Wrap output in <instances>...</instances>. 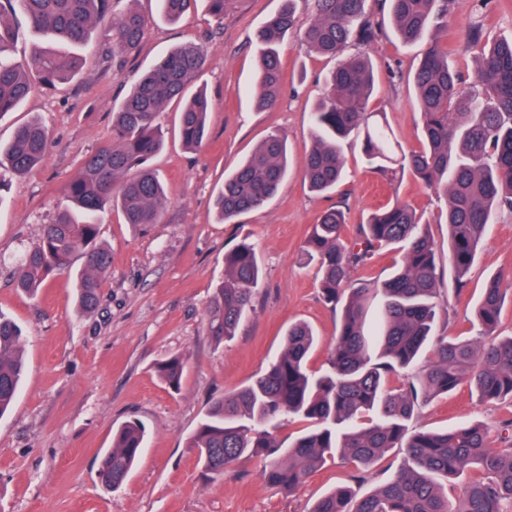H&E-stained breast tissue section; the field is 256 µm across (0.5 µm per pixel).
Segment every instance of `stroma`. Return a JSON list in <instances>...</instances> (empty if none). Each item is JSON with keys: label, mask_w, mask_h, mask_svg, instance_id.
Returning <instances> with one entry per match:
<instances>
[{"label": "stroma", "mask_w": 512, "mask_h": 512, "mask_svg": "<svg viewBox=\"0 0 512 512\" xmlns=\"http://www.w3.org/2000/svg\"><path fill=\"white\" fill-rule=\"evenodd\" d=\"M281 5L282 0H230L218 19L200 0L194 13L170 24L158 17L154 0H137L149 21L139 54L115 61L111 45L94 32L81 51L87 62L69 83L35 88L19 109L0 118L2 143L33 116L45 122L53 140L42 167L10 179L0 206V312L22 327L26 359L18 397L0 418V512H311L340 485L365 496L392 477L401 459L397 451L363 483H355L336 456L303 485L285 490L262 480L258 458L210 479L188 446L213 402L248 384L279 356L290 324L304 321L314 329L319 343L310 366L324 367L339 316L323 301L318 267L303 253L312 224L339 202L352 226L396 196L423 212L438 252L435 328L445 336L470 330L487 282L512 273V213L505 212L491 225L466 290L456 293L448 271V228L441 221L444 199L406 171L393 183L383 182L360 141L343 146L339 192L325 197L310 192L301 156L310 142L311 107L334 66L302 41L311 0H296L297 26L280 47L283 84L277 106L256 110L248 94L256 69L254 34ZM368 9L384 31L363 47L380 85L370 108L384 113L406 153L418 146L412 75L423 47L395 39L389 11L378 0H370ZM480 14L491 33L512 35V0H490L481 12L476 0H451L445 19L448 55L465 67L472 66L475 51L462 33ZM188 42L207 55L195 84L206 88L211 100L209 137L200 151L187 150L177 135L176 105L160 114L168 141L151 164L169 197L161 222L139 227L124 223L118 212L103 215L99 240L112 253V268L93 313L77 311L71 272L45 280L36 296L17 290L13 272L64 206L68 182L88 156L111 141L113 105L144 69ZM273 131L288 136L287 179L263 208L218 223L214 201L225 174ZM244 240L255 246L262 283L235 336L219 344L206 333L205 310L224 276L225 253ZM175 355L187 361L176 390L157 372L159 363ZM133 420L145 425L146 445L122 488L112 493L99 484L98 465L112 446L113 430ZM466 420L483 423L493 446H500L512 404L480 401L464 386L432 399L412 425L433 430Z\"/></svg>", "instance_id": "stroma-1"}]
</instances>
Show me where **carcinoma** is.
<instances>
[{
    "label": "carcinoma",
    "mask_w": 512,
    "mask_h": 512,
    "mask_svg": "<svg viewBox=\"0 0 512 512\" xmlns=\"http://www.w3.org/2000/svg\"><path fill=\"white\" fill-rule=\"evenodd\" d=\"M111 0H6L0 4V117L14 111L32 93L31 77L53 88L82 68L83 57L72 52L89 42L93 31L109 20L107 37L112 58L140 52L146 18L135 8L115 16ZM198 0H156L158 16L176 23ZM295 0L271 17L257 33L258 68L251 90L255 107L267 110L279 100L282 69L279 47L295 25ZM394 32L403 45L425 40L413 75L420 122V147L400 159L395 136L379 113L369 110L375 91L371 63L362 53L348 55L353 44L364 45L381 33L367 12V0H312L313 16L303 42L320 55L337 60L326 92L311 111V141L304 148L302 173L309 190L326 196L344 178L341 140L356 132L371 169L385 179L395 167L407 166L414 180L444 197L448 224V270L463 292L479 244L499 214L512 213V36H492L484 25L468 27L467 41L477 50L476 66L467 75L448 57V47L433 33L449 0H384ZM45 38L33 44L28 59L11 51L22 36L14 17ZM206 62L194 44L180 46L148 69L112 110V143L90 155L70 181V205L46 226L41 242L14 272L16 288L34 294L50 275L69 268L75 255L85 258L77 275L76 299L87 314L99 303L102 280L112 266V253L98 241L100 217L118 209L128 224H158L168 199L151 159L164 145L158 117L168 105L186 96ZM211 102L200 91L179 115L183 145L200 149L208 136ZM51 147L49 128L32 120L0 143V189L12 176L42 165ZM288 177V140L266 136L234 170L224 176L217 208L226 223L263 207ZM305 253L319 262L323 300L340 309L327 369L309 367L317 344L305 322L288 326L285 347L266 371L248 385L214 402L188 447L212 478L251 456L264 457V480L291 490L327 459L339 455L353 478L364 479L393 448L403 462L389 482L358 498L347 487L322 497L311 512H512V440L492 446L488 431L464 422L440 431H409V422L433 398L466 384L482 401L512 400V336L496 334L512 277L497 275L481 295L477 318L481 339L438 336L437 246L423 215L395 197L368 218L347 229L341 206L325 210L312 225ZM390 259L391 277L374 323L367 321L372 289L349 288L350 272ZM261 281L254 245L245 241L224 255V280L207 307L208 335L222 341L235 335L251 308ZM23 330L0 313V418L13 405L24 376ZM430 349L424 369L414 366ZM185 361L172 356L157 366L172 388L181 385ZM297 419L306 428L295 442L282 447L267 427ZM146 428L129 421L112 435V448L97 472L101 486L116 491L138 460ZM465 475L459 497L448 484Z\"/></svg>",
    "instance_id": "cac0c4a2"
}]
</instances>
